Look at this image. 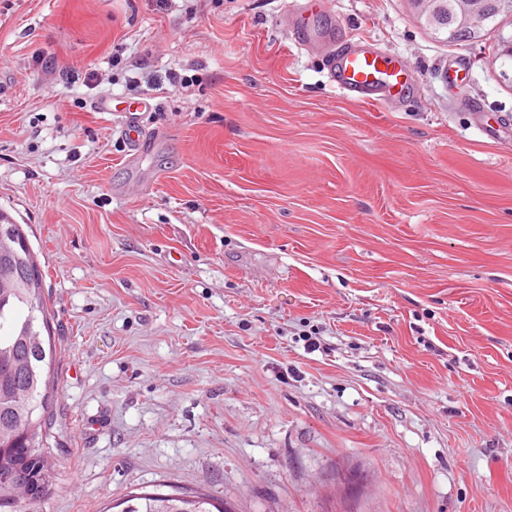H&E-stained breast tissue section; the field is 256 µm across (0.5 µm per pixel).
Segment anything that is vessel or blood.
<instances>
[{"mask_svg": "<svg viewBox=\"0 0 512 512\" xmlns=\"http://www.w3.org/2000/svg\"><path fill=\"white\" fill-rule=\"evenodd\" d=\"M296 29L301 41L328 49L333 81L354 100L374 104L405 99L407 70L403 61L361 41L340 45L333 30L312 29L301 17L296 20ZM121 134L128 144L129 160H137L146 150L147 141L142 131L136 122L129 121L123 125Z\"/></svg>", "mask_w": 512, "mask_h": 512, "instance_id": "b4317fda", "label": "vessel or blood"}]
</instances>
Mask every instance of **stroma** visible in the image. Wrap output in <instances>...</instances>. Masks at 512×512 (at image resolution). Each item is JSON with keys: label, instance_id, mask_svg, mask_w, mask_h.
Segmentation results:
<instances>
[{"label": "stroma", "instance_id": "stroma-1", "mask_svg": "<svg viewBox=\"0 0 512 512\" xmlns=\"http://www.w3.org/2000/svg\"><path fill=\"white\" fill-rule=\"evenodd\" d=\"M302 2L0 0V207L56 349L33 512H512V83L409 0H321L407 66L360 104ZM121 135L126 139L128 144L127 155L129 162L137 160L145 153L147 141L136 122H126L121 129ZM118 512H232L212 495L202 492L175 491L169 494L129 492L117 505Z\"/></svg>", "mask_w": 512, "mask_h": 512}]
</instances>
